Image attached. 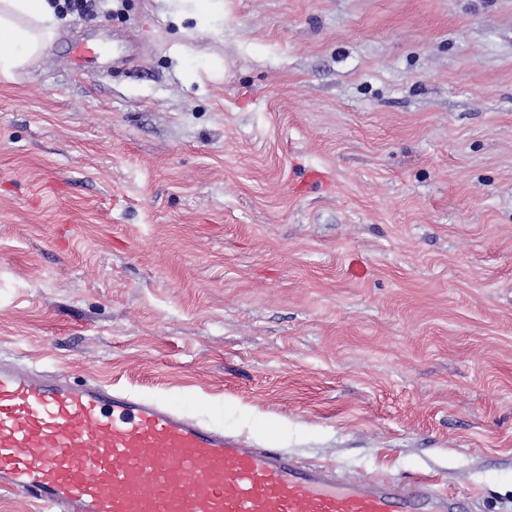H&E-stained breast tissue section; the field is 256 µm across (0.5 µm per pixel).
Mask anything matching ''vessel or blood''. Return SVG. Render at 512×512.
I'll return each mask as SVG.
<instances>
[{"label":"vessel or blood","instance_id":"vessel-or-blood-1","mask_svg":"<svg viewBox=\"0 0 512 512\" xmlns=\"http://www.w3.org/2000/svg\"><path fill=\"white\" fill-rule=\"evenodd\" d=\"M0 488L48 512H474L471 499L340 480L175 405L0 361Z\"/></svg>","mask_w":512,"mask_h":512}]
</instances>
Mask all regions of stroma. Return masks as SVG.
<instances>
[{
    "instance_id": "35a3bbf8",
    "label": "stroma",
    "mask_w": 512,
    "mask_h": 512,
    "mask_svg": "<svg viewBox=\"0 0 512 512\" xmlns=\"http://www.w3.org/2000/svg\"><path fill=\"white\" fill-rule=\"evenodd\" d=\"M0 357L505 512L512 0L59 19L0 76Z\"/></svg>"
}]
</instances>
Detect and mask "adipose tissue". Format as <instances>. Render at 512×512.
Segmentation results:
<instances>
[{"label": "adipose tissue", "mask_w": 512, "mask_h": 512, "mask_svg": "<svg viewBox=\"0 0 512 512\" xmlns=\"http://www.w3.org/2000/svg\"><path fill=\"white\" fill-rule=\"evenodd\" d=\"M57 17L50 0H0V74L37 60L52 42Z\"/></svg>", "instance_id": "obj_1"}]
</instances>
